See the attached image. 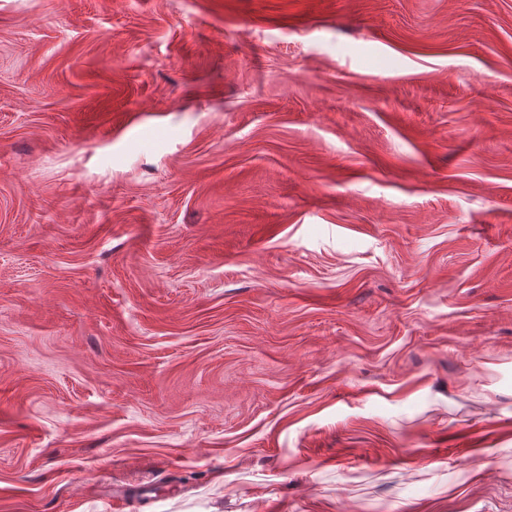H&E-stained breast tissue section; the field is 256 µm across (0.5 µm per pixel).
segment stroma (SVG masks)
<instances>
[{
  "instance_id": "1",
  "label": "stroma",
  "mask_w": 512,
  "mask_h": 512,
  "mask_svg": "<svg viewBox=\"0 0 512 512\" xmlns=\"http://www.w3.org/2000/svg\"><path fill=\"white\" fill-rule=\"evenodd\" d=\"M0 512H512V0H0Z\"/></svg>"
}]
</instances>
